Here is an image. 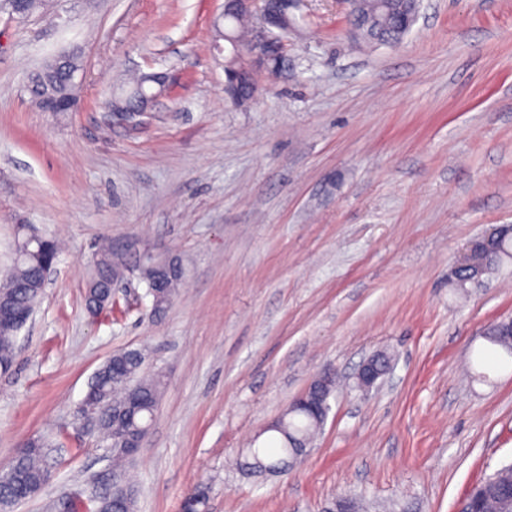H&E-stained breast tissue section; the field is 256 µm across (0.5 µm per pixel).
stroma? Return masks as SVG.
Returning a JSON list of instances; mask_svg holds the SVG:
<instances>
[{
    "label": "stroma",
    "mask_w": 512,
    "mask_h": 512,
    "mask_svg": "<svg viewBox=\"0 0 512 512\" xmlns=\"http://www.w3.org/2000/svg\"><path fill=\"white\" fill-rule=\"evenodd\" d=\"M224 0H45L0 12V274L18 225L56 240L51 283L0 372V469L51 441L49 479L13 512H61L107 493L111 454L76 410L114 353L142 351L165 388L131 463L139 512H459L512 463V362L479 363L512 317V264L460 293L466 243L512 224V0H423L396 46H359L349 0H300L288 69L255 101L224 93L213 21ZM83 61L76 112H44L29 75L50 53ZM176 76L131 122L104 103L133 71ZM127 266L119 308L92 318L97 246ZM184 286L155 316L144 256ZM384 351L370 391L354 376ZM487 381L471 377L473 367ZM341 387L309 451L275 474L242 470L250 440L310 381Z\"/></svg>",
    "instance_id": "35a3bbf8"
}]
</instances>
